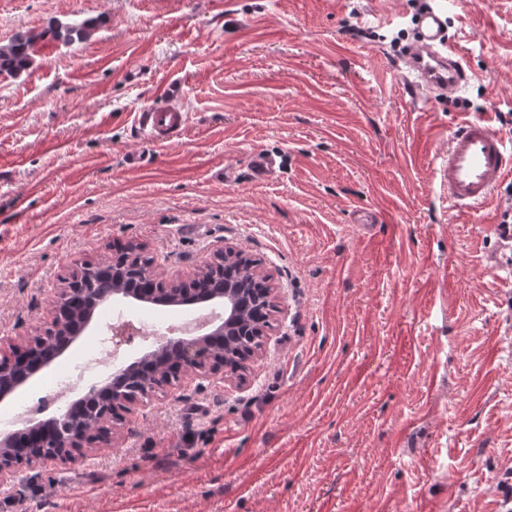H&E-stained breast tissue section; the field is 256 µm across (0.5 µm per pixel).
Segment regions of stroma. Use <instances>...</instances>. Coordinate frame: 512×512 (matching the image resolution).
<instances>
[{
    "label": "stroma",
    "instance_id": "35a3bbf8",
    "mask_svg": "<svg viewBox=\"0 0 512 512\" xmlns=\"http://www.w3.org/2000/svg\"><path fill=\"white\" fill-rule=\"evenodd\" d=\"M423 2L0 0V45L43 35L0 77V356L117 242L182 279L230 243L278 286L245 382L172 383L0 512H505L512 261L487 271L496 203L449 217L435 168L458 120L512 122V0L450 13L477 78L428 105L393 67ZM75 19L88 41L45 37ZM165 93L192 119L155 150L131 115ZM257 150L281 159L261 181ZM43 38L42 33L18 30L10 40L0 45V75L18 77L33 64L35 47Z\"/></svg>",
    "mask_w": 512,
    "mask_h": 512
}]
</instances>
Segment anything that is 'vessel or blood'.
Listing matches in <instances>:
<instances>
[{
  "label": "vessel or blood",
  "mask_w": 512,
  "mask_h": 512,
  "mask_svg": "<svg viewBox=\"0 0 512 512\" xmlns=\"http://www.w3.org/2000/svg\"><path fill=\"white\" fill-rule=\"evenodd\" d=\"M396 72L427 103L461 92L468 74L448 45V6L444 0H437L417 17L416 37L401 54ZM188 124L185 108L171 102L144 109L134 119L142 139L158 148L177 139ZM446 155L437 178L447 188L449 214L480 211L496 191L512 182V143L488 115L462 120L448 135ZM250 165L254 178L262 180L279 168L280 161L275 154L256 151ZM497 211L491 225L493 236L501 252L512 255V205L498 206ZM500 254H488L489 270L501 265Z\"/></svg>",
  "instance_id": "1"
}]
</instances>
